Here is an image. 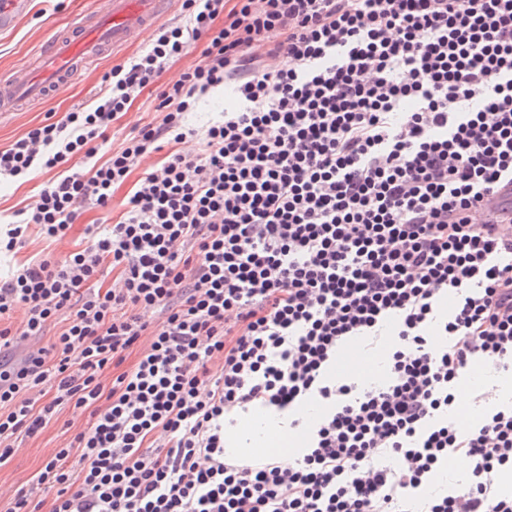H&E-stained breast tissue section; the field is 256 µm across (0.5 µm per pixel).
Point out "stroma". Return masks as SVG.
I'll return each mask as SVG.
<instances>
[{
	"instance_id": "obj_1",
	"label": "stroma",
	"mask_w": 512,
	"mask_h": 512,
	"mask_svg": "<svg viewBox=\"0 0 512 512\" xmlns=\"http://www.w3.org/2000/svg\"><path fill=\"white\" fill-rule=\"evenodd\" d=\"M94 0H63L61 6H54L52 0H31V5L13 31L0 34V72L9 70L27 62L39 48L50 38L61 34L73 16L92 7ZM153 32L145 30L134 37L127 47L116 55H104L90 63L61 93L34 106L21 105L6 118L0 119V147L8 145L21 136L30 126L44 119L46 113L54 112L64 115L73 108L89 104L99 92L103 75L112 67L126 63L130 58L140 54L150 43ZM200 46H192L185 57L172 65L149 86L118 120L114 127V142H121L125 135L137 130L149 122L158 103V94L174 81L184 69L199 62ZM337 365L348 366L349 376L366 382H378L383 378L380 353L368 350L362 343L355 342L345 348L336 360ZM494 388L496 402H512V372L503 371L496 377L481 376L479 380L468 382L460 388L464 396V409L474 415H482L484 403L478 402L479 394L487 388ZM82 424L83 415L67 409L60 420L51 422L41 434L33 438H20L16 442L15 452L10 461L0 466V488L11 490L31 484L36 473L52 456L55 449L65 446L68 435L63 430L64 421ZM238 423L249 422L253 431L242 434L239 447L249 448L260 443L263 438L276 435L288 436L289 451L295 452L306 444L303 429L289 428L286 421L268 410L255 407L241 413Z\"/></svg>"
}]
</instances>
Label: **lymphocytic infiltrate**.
Returning <instances> with one entry per match:
<instances>
[{
    "instance_id": "obj_1",
    "label": "lymphocytic infiltrate",
    "mask_w": 512,
    "mask_h": 512,
    "mask_svg": "<svg viewBox=\"0 0 512 512\" xmlns=\"http://www.w3.org/2000/svg\"><path fill=\"white\" fill-rule=\"evenodd\" d=\"M180 12L90 104L0 148V180L48 177L5 218L8 252L31 228L63 242L83 205L132 185L117 222L0 282V353L34 344L0 361V465L71 407L84 423L35 478L50 512H512L494 483L512 472V404L474 427L454 415L474 363L512 368V223L478 220L512 185V0ZM198 43L156 117L112 145ZM226 86L236 109L195 134L187 112ZM388 329L383 382L329 378L342 347ZM251 406L307 426L304 450L226 457L224 425ZM452 457L467 478L436 491ZM202 44L192 46L189 53L182 57L178 62L172 65L157 79V81L149 86L131 105L128 111L118 120L112 128V135L114 133V145H118L125 135L137 130L143 124L149 122L155 112V107L158 104L157 95L168 85L171 81L176 79L184 69L192 66L201 60Z\"/></svg>"
}]
</instances>
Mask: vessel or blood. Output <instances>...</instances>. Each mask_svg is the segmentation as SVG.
Returning a JSON list of instances; mask_svg holds the SVG:
<instances>
[{"label":"vessel or blood","instance_id":"obj_1","mask_svg":"<svg viewBox=\"0 0 512 512\" xmlns=\"http://www.w3.org/2000/svg\"><path fill=\"white\" fill-rule=\"evenodd\" d=\"M178 0H108L105 7L77 17L68 35L46 42L32 61L0 74V112L41 101L53 89L66 87L86 63L116 51L131 38L169 14ZM29 0H0V31L15 27Z\"/></svg>","mask_w":512,"mask_h":512}]
</instances>
